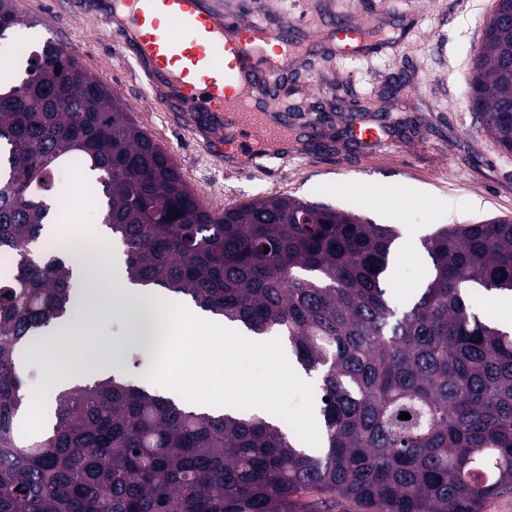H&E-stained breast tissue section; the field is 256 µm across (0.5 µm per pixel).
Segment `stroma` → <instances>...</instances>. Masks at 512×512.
I'll return each instance as SVG.
<instances>
[{
  "label": "stroma",
  "mask_w": 512,
  "mask_h": 512,
  "mask_svg": "<svg viewBox=\"0 0 512 512\" xmlns=\"http://www.w3.org/2000/svg\"><path fill=\"white\" fill-rule=\"evenodd\" d=\"M256 2L253 21L288 18L287 36L300 46L275 60L283 76L272 106L288 116V151L259 144L261 164L238 170L224 166L206 137L173 117L141 82L122 45L116 6L104 14L90 12L89 0H14V6L35 24L27 46L66 44L213 207L284 194L344 208L358 198L365 217L394 226L405 242L448 223L512 217V152L477 128L468 105L471 63L494 0ZM336 19L388 41L331 58L302 45L303 36L326 37ZM462 19L461 36L456 23ZM354 121L384 123L385 132L379 141L358 142L350 135ZM394 271L400 304L422 287L429 262L421 251H400ZM50 370V360L38 354L22 370L26 393L41 401L36 419H25L24 435H40L48 425L57 395Z\"/></svg>",
  "instance_id": "stroma-1"
}]
</instances>
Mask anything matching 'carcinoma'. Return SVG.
<instances>
[{"instance_id":"carcinoma-1","label":"carcinoma","mask_w":512,"mask_h":512,"mask_svg":"<svg viewBox=\"0 0 512 512\" xmlns=\"http://www.w3.org/2000/svg\"><path fill=\"white\" fill-rule=\"evenodd\" d=\"M485 25L469 83L479 128L512 151V0ZM35 23L0 0V41ZM75 157L104 201L128 279L190 298L262 336L287 337L319 382L320 447L276 416L197 414L114 376L59 395L39 437L19 440L31 401L20 366L82 306L64 242L34 251ZM398 232L352 209L288 195L215 210L63 44L0 73V512H317V491L358 512H482L512 494V331L471 288L512 293V219L437 228L423 288L402 306ZM269 252H264V249ZM129 343L115 367L159 350ZM410 419L401 420V413Z\"/></svg>"}]
</instances>
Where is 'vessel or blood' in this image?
Segmentation results:
<instances>
[{"instance_id":"1","label":"vessel or blood","mask_w":512,"mask_h":512,"mask_svg":"<svg viewBox=\"0 0 512 512\" xmlns=\"http://www.w3.org/2000/svg\"><path fill=\"white\" fill-rule=\"evenodd\" d=\"M288 26L285 18L271 27L237 15L223 17L209 0H128L122 38L155 98L202 113L210 138L232 137L245 164L255 158L258 130L243 121V114H267L271 130L279 124L271 101L280 72L258 69L256 60L268 46L283 44ZM332 28L336 41L324 47L329 56L358 49L365 36L357 24L339 21Z\"/></svg>"}]
</instances>
